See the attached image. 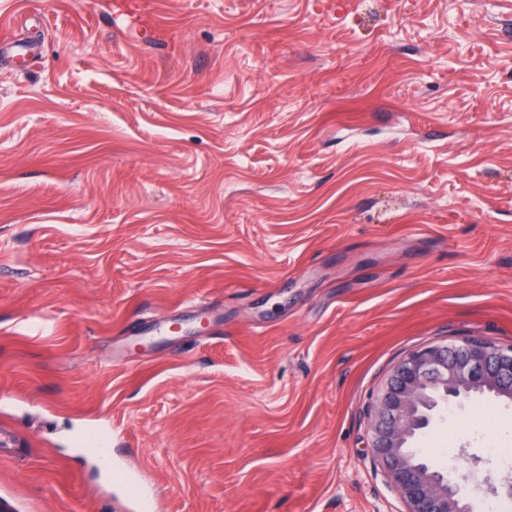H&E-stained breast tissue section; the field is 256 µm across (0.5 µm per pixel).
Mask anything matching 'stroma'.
Wrapping results in <instances>:
<instances>
[{
  "mask_svg": "<svg viewBox=\"0 0 512 512\" xmlns=\"http://www.w3.org/2000/svg\"><path fill=\"white\" fill-rule=\"evenodd\" d=\"M146 322L177 324L146 336ZM512 343V0H0V500L405 512L367 409ZM417 441L482 457L512 404Z\"/></svg>",
  "mask_w": 512,
  "mask_h": 512,
  "instance_id": "obj_1",
  "label": "stroma"
}]
</instances>
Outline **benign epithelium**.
I'll use <instances>...</instances> for the list:
<instances>
[{
    "mask_svg": "<svg viewBox=\"0 0 512 512\" xmlns=\"http://www.w3.org/2000/svg\"><path fill=\"white\" fill-rule=\"evenodd\" d=\"M479 396L512 401V344L461 336L422 347L394 368L372 399L369 448L407 512H472L460 485L433 469L413 441L436 411ZM461 456L477 485L493 494L512 492V480L500 479L482 458Z\"/></svg>",
    "mask_w": 512,
    "mask_h": 512,
    "instance_id": "7a95c632",
    "label": "benign epithelium"
}]
</instances>
